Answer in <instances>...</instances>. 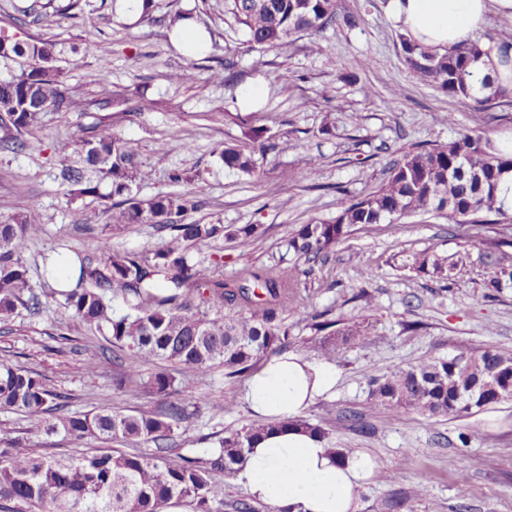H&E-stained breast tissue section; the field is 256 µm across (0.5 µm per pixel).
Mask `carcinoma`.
<instances>
[{
	"mask_svg": "<svg viewBox=\"0 0 512 512\" xmlns=\"http://www.w3.org/2000/svg\"><path fill=\"white\" fill-rule=\"evenodd\" d=\"M224 8L247 36V43L276 49L301 33L318 32L336 24V0H224ZM16 11L52 23L58 8L34 0ZM408 67L422 81L451 96L472 99L478 106L512 93L495 85L490 75L476 77L480 55L476 43L448 53L424 48L401 39ZM0 60L19 62V71L0 79V147L19 151L26 147L25 134L41 114L64 109L76 112L80 99L66 93L54 65L55 44L34 40L20 43L0 29ZM224 167L251 175L256 171L252 154L239 145L224 147ZM512 170V157L492 151L487 144L463 136L446 144H433L405 154L396 161L387 181L373 194L357 201L341 198L332 222L302 225L287 241V251L306 260L322 258L350 228L378 224L432 210L448 200V223L466 217L504 215L498 202L504 173ZM140 168L134 145L117 137L110 126L100 125L78 144V158L65 165L62 180L75 198L92 197L110 202L112 223L108 231L128 224H157L172 232L169 244L141 254L114 252L102 246L97 263L78 259L76 287L58 291L69 318L98 333L113 347L133 352L135 360L124 362L107 351L84 360L93 374L108 365L121 368L113 385L121 389L138 372V363L169 362L188 379L217 365L228 377L251 371L264 357L288 343V330L275 324L276 310L295 302L293 281L296 267L278 274L247 271L263 285L267 305L256 306L243 284L207 279L198 274L190 246L222 235L240 239L248 246L258 227L238 228L222 224H185L184 215L195 208L185 196L162 194L145 202L133 194V184L148 179ZM32 224L25 214L0 224V324H8L21 308L38 312L43 307L33 292L24 256L29 249ZM448 259L427 253L414 257L412 266L444 270ZM489 266L491 283L512 280V257L493 254ZM129 298L132 312L118 313L112 305V289ZM191 294L215 308H248L237 316L208 318L190 312ZM334 322L314 321L320 336L312 348L336 357V340H363L355 326L334 332ZM502 367L512 368V352L485 349L460 353L452 358L429 357L387 376L373 378L368 398L376 410L393 419L408 412L429 418L467 416L504 402L488 392L483 383L497 376ZM151 392L166 399L159 414H125L101 402L93 410L78 413L67 409L66 396L47 387L40 373L29 368L0 363V409L22 414L48 434L69 439L94 438L102 442L144 439L155 444L149 456L112 451L103 454L52 456L45 448H30L26 440L7 431L0 436V502L24 504L29 512H163L173 499L195 504L197 512H213L224 505V483L211 473L233 478L236 466L263 435L283 428L298 429L323 438L326 429L303 419L250 425L230 431L218 446L203 456H186L168 447L173 428L190 420L186 408L169 400L174 378L164 372L149 381Z\"/></svg>",
	"mask_w": 512,
	"mask_h": 512,
	"instance_id": "carcinoma-1",
	"label": "carcinoma"
}]
</instances>
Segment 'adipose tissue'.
Returning a JSON list of instances; mask_svg holds the SVG:
<instances>
[{
    "mask_svg": "<svg viewBox=\"0 0 512 512\" xmlns=\"http://www.w3.org/2000/svg\"><path fill=\"white\" fill-rule=\"evenodd\" d=\"M385 9L401 30L430 49L478 43V70L512 90V47L478 40L490 21L512 31V0H388ZM336 385V369L294 354L269 359L242 398L256 416L296 419ZM374 474L363 453L338 455L325 441L301 431L262 438L237 466L235 483L256 501L291 512H356L359 488Z\"/></svg>",
    "mask_w": 512,
    "mask_h": 512,
    "instance_id": "ef3b65f1",
    "label": "adipose tissue"
}]
</instances>
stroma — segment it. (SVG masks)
<instances>
[{"instance_id":"1","label":"stroma","mask_w":512,"mask_h":512,"mask_svg":"<svg viewBox=\"0 0 512 512\" xmlns=\"http://www.w3.org/2000/svg\"><path fill=\"white\" fill-rule=\"evenodd\" d=\"M30 0H0V27L18 40L56 45V66L79 112H46L25 149H0V222L30 211L35 226L25 256L30 281L44 307L21 312L0 328V361L40 373L53 390L70 395V411L86 412L109 401L125 413L162 412L165 401L148 388L157 365L142 366L123 388H114L118 367L87 374V355L101 336L66 329L53 280L42 275V258L57 248L70 256L100 255L101 229L109 223L105 203L70 199L60 169L74 157L81 137L111 125L137 147V162L149 180L134 185L143 200L187 194L198 207L188 224L261 226L248 249L217 238L192 254L210 278L236 280L246 266L267 270L297 266L296 310H281L288 353L314 359L308 343L313 314L343 324L359 323L367 338L336 352L335 388L305 412L333 430L327 443L369 455L380 477L365 484L357 512H375L391 500H408L412 512H512V401L460 418L408 413L392 419L367 401L369 375H383L427 357L512 350V280L489 287V253H512V215L485 224H452L436 212L356 226L326 258L307 262L288 253L289 237L301 225L332 221L341 197L376 191L393 163L421 143H445L469 134L493 142L512 138V98L480 108L419 80L400 52L401 29L388 19L387 0H336L337 23L294 37L274 50L247 49L245 34L224 12V0H156L139 25L115 23L101 0H55L65 7L52 25L33 17L13 22L16 6ZM193 11L209 32V47L189 57L171 40L166 14ZM356 25H348L347 17ZM194 65L198 83L171 82ZM264 78L263 107L242 112L239 92ZM111 97L102 99L101 86ZM372 87L364 96L363 87ZM227 144L252 146L257 171L224 169L218 159ZM302 155L316 157L307 172ZM92 214L84 228L83 214ZM168 229L133 224L114 234V250L140 252L165 247ZM447 257L446 272L411 268L416 253ZM373 270L366 278L365 270ZM246 378L223 368L194 379H176L174 397L192 418L169 442L175 452L202 456L224 432L255 422L242 401ZM10 428L30 446L63 456L101 451L99 442L49 436L21 415L0 410V430Z\"/></svg>"}]
</instances>
